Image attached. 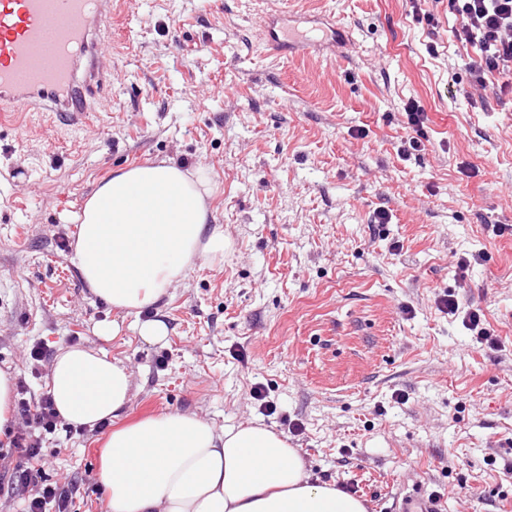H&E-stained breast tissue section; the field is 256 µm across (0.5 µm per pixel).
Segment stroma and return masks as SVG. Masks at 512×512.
I'll list each match as a JSON object with an SVG mask.
<instances>
[{"mask_svg": "<svg viewBox=\"0 0 512 512\" xmlns=\"http://www.w3.org/2000/svg\"><path fill=\"white\" fill-rule=\"evenodd\" d=\"M300 2L281 23L315 46L275 57L263 16L280 0H112L100 110L0 112V369L35 400L37 343L86 344L133 375L116 424L43 440L68 512H108L97 473L114 425L176 410L284 434L367 512L417 485L441 512H512V93H472L446 0ZM412 100L428 142L406 160ZM162 158L217 182L229 245L169 290L151 344L150 312L112 311L82 283L68 217L113 171ZM448 291L500 349L438 310ZM112 320L117 336L96 337Z\"/></svg>", "mask_w": 512, "mask_h": 512, "instance_id": "1", "label": "stroma"}]
</instances>
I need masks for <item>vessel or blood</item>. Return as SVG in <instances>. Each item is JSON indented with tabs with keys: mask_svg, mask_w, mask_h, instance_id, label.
I'll return each instance as SVG.
<instances>
[{
	"mask_svg": "<svg viewBox=\"0 0 512 512\" xmlns=\"http://www.w3.org/2000/svg\"><path fill=\"white\" fill-rule=\"evenodd\" d=\"M112 0H0V112L94 111Z\"/></svg>",
	"mask_w": 512,
	"mask_h": 512,
	"instance_id": "obj_1",
	"label": "vessel or blood"
}]
</instances>
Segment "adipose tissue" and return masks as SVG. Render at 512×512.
<instances>
[{"label": "adipose tissue", "instance_id": "ef3b65f1", "mask_svg": "<svg viewBox=\"0 0 512 512\" xmlns=\"http://www.w3.org/2000/svg\"><path fill=\"white\" fill-rule=\"evenodd\" d=\"M215 184L166 160L114 172L72 216L74 261L112 310L159 307L195 259L223 255L208 229ZM47 386L62 421L94 428L132 399L127 365L88 345L60 346ZM109 512H367L361 498L312 478L287 437L257 422L216 428L167 412L114 429L97 474Z\"/></svg>", "mask_w": 512, "mask_h": 512}]
</instances>
